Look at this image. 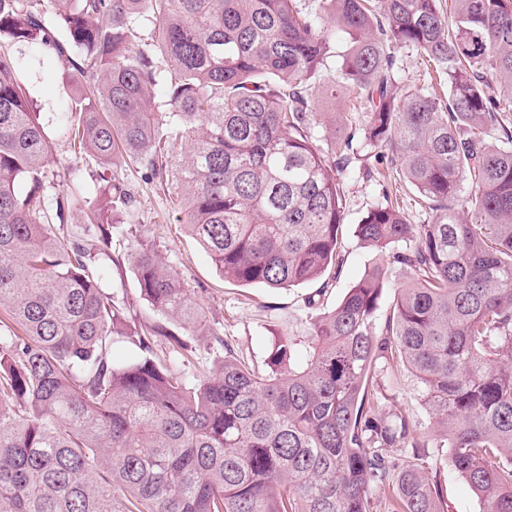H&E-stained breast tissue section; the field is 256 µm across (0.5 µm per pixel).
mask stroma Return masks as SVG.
Returning <instances> with one entry per match:
<instances>
[{
  "label": "stroma",
  "instance_id": "35a3bbf8",
  "mask_svg": "<svg viewBox=\"0 0 512 512\" xmlns=\"http://www.w3.org/2000/svg\"><path fill=\"white\" fill-rule=\"evenodd\" d=\"M22 56L29 73L30 98L40 111L49 135L51 167L77 165L78 183L85 187L88 195H96L102 176L110 172L109 167L90 156L81 161L74 160L68 139L57 132L70 105L63 68L58 63L44 61L41 52L35 48L23 49ZM118 173L137 201V217L132 223L115 225L112 246L105 253L100 250L96 230L89 229L83 233L85 244L99 252L97 266L106 291L125 310V320L118 336L113 339L114 363L120 364L139 356L136 341L145 324L164 320L172 329L180 327L176 319H163L140 297L136 271L127 258L130 247L139 241L153 245L177 271L188 294L203 308L205 320L213 330L209 336L186 335L189 350L181 361V367L187 374L199 376L211 371L225 344L240 358L263 370L282 336H308L312 311L306 299L316 294L317 284L270 289L260 285L241 286L224 280L206 251L179 223L176 190H165L145 180L141 170L132 163L122 165ZM339 180L346 199L343 214L346 255L340 278L322 296V307L326 310L336 306L347 288L378 257L377 252L358 244L355 228L368 209L382 202L380 185L362 180L354 171L343 172ZM396 374L397 382H383L378 387L379 394L384 397L379 413L387 416L402 411L413 419L423 417L424 408L407 370L398 367Z\"/></svg>",
  "mask_w": 512,
  "mask_h": 512
}]
</instances>
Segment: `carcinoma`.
<instances>
[{
	"instance_id": "cac0c4a2",
	"label": "carcinoma",
	"mask_w": 512,
	"mask_h": 512,
	"mask_svg": "<svg viewBox=\"0 0 512 512\" xmlns=\"http://www.w3.org/2000/svg\"><path fill=\"white\" fill-rule=\"evenodd\" d=\"M452 2L446 14L439 0H0V307L25 332L0 335V512H368L388 490L399 512H448L442 456L388 453L420 447L422 427L370 400L393 362L482 512H512V0ZM30 46L85 80L62 128L74 154L114 167L87 214L105 246L133 217L116 170L127 161L176 181L184 228L239 285L329 286L345 257L338 176L369 150L433 221L369 209L356 238L389 264L310 317L309 336L281 339L265 373L228 351L190 376L154 353L159 337L188 350L161 323L115 365L124 308L80 233H56L81 202L45 206L48 136L11 53ZM405 51L448 95L398 87ZM332 67L363 116L323 148L315 128L336 120L319 119L317 93L336 99L320 82ZM127 257L154 310L205 333L154 249ZM391 265L412 280L379 327Z\"/></svg>"
}]
</instances>
